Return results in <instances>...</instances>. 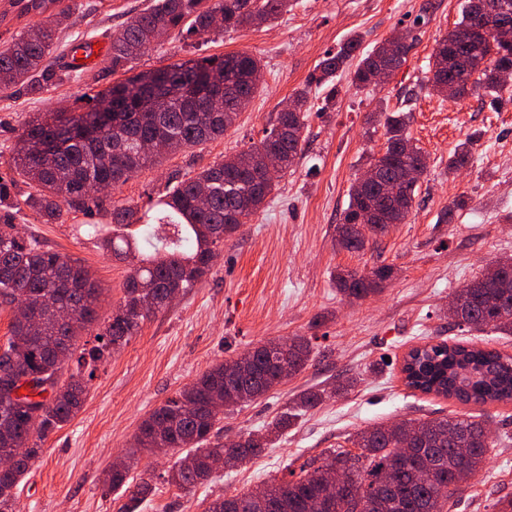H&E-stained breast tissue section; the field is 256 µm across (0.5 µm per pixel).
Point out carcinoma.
<instances>
[{
    "label": "carcinoma",
    "instance_id": "cac0c4a2",
    "mask_svg": "<svg viewBox=\"0 0 512 512\" xmlns=\"http://www.w3.org/2000/svg\"><path fill=\"white\" fill-rule=\"evenodd\" d=\"M291 0H154L112 37L110 63L117 71L171 33L185 40L204 39L222 29L273 23ZM480 9L465 0L455 28L437 42L429 71L432 90L456 95L468 90L498 100L506 85L494 71L512 69V0H486ZM60 4L59 14L76 8L65 0H10L22 16L41 15ZM490 24L498 33L490 41L469 43L467 32ZM58 40L55 21L28 24L9 44L0 47V96L17 85L40 90L69 80L60 76L48 58ZM390 38L362 55L352 82L375 83L376 74L398 69L407 51L392 50ZM359 40L351 39L328 52L308 76L305 88L293 97L294 108L279 112L276 124L259 144L182 180L157 203L152 221L137 224L130 206L112 204V223L124 232L104 239V249L117 257L139 251L145 242L153 251L140 259L124 284L120 314L109 318L95 335L96 345L80 344L98 321V282L81 262L43 247L32 237L0 232V306L12 311L10 336L0 345V454L12 466L0 468V512L14 509L16 489L38 457L37 441L62 428L84 403L88 379L112 350L136 335L145 320L167 306L171 291L195 287L208 274L224 239L247 223L277 189L264 176L263 159L291 169L302 150L307 127L308 88L326 89L325 101L336 99V77L355 57ZM261 62L247 50L222 56L189 59L118 82L87 98L84 112H43L28 122L21 146L13 156L19 175L36 190L29 204L44 223L56 221L62 205L79 210L94 197L97 187L124 183L143 168L161 162L160 152H141L139 144L160 138L166 154L201 145L221 136L233 125L226 109L211 111L215 97L228 104L231 93L238 112L257 90L255 75ZM371 121L383 123L386 146L371 166L379 180L371 186L353 183L336 245L348 251L364 249L369 237L383 234L391 224H403L412 212L417 181L400 184L399 198L384 195L383 183L396 182L414 167L423 174L424 154L406 133L407 113L374 112ZM471 140L449 157L448 168L459 170L471 161ZM14 205L10 189L0 183V223L10 224ZM138 228H133V225ZM393 274L380 266L367 274L342 270L336 286L360 301L382 291ZM458 322L472 330L491 326L512 335V258L497 260L483 275L453 296ZM78 355L77 371L60 379L64 363ZM310 341L297 336L259 344L235 358L213 364L191 385L156 407L141 421L134 447L152 454L162 448H185L167 470L168 484L189 490L212 475V462L224 455L238 463L271 447L293 415L250 431L230 444L219 438L217 425L224 408L257 400L278 386L279 369L287 365L295 375L307 365ZM413 365H403L407 385L423 393L460 403L512 402V355L476 345L429 343L412 350ZM325 391L308 390L293 400L298 412L317 407ZM360 453L330 450L313 459L292 479L271 482L258 492L218 497L205 512H307L321 501L318 512H444L460 490L458 478L477 474L496 447L486 424L470 416H455L380 424L360 431L353 439ZM333 481L342 495L326 497L324 485ZM107 491L130 492L124 512L151 496L146 479L128 482V471H109Z\"/></svg>",
    "mask_w": 512,
    "mask_h": 512
}]
</instances>
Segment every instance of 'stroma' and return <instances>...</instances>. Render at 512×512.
<instances>
[{
  "label": "stroma",
  "instance_id": "1",
  "mask_svg": "<svg viewBox=\"0 0 512 512\" xmlns=\"http://www.w3.org/2000/svg\"><path fill=\"white\" fill-rule=\"evenodd\" d=\"M76 2L77 10L60 26L51 63L64 73L65 56L81 41L101 53L80 78L40 93L18 86L0 99V180L11 185L15 232L81 260L94 274L103 323L119 306L133 267L132 261L112 258L87 232L89 225L111 224L113 202L147 211L169 180L194 176L258 143L325 54L350 37L360 39L364 54L398 32H410L411 39L405 62L384 84L356 87L346 71L336 79L335 101L326 102L325 89L310 90L307 139L277 192L225 239L202 282L145 320L98 364L75 418L40 441V456L17 489L18 512H121L128 494L102 491L106 471L120 458L128 461L130 482L148 478L155 487L135 512H204L211 500L281 479L323 451L354 452L350 438L357 431L464 414L485 421L498 445L462 485L451 512H498L497 500H512V402L464 405L408 387L402 373L407 352L427 343L474 344L512 355V336L491 328L472 331L448 317L457 289L512 256V103L494 109L471 94L443 98L427 82L430 56L460 20L464 0H293L274 25L229 29L193 48L173 35L141 55L131 70L116 72L103 58L112 35L152 0ZM240 50L262 60V78L224 136L142 170L112 189L102 205L63 208L54 223H44L29 206L32 188L10 161L36 113L79 109L80 96L107 89L132 71ZM382 110L409 113L406 132L422 148L427 171L407 222L370 239L364 250L349 252L337 247V228L355 177L384 149L383 126L366 122ZM473 134L478 140L469 167L449 169L455 147ZM458 198L465 207L453 223H441L442 212ZM382 265L391 266L393 275L380 293L353 302L337 289V271L367 273ZM294 336L311 340L305 369L265 397L225 410L222 439L261 429L303 391L341 376L356 377L357 384L299 418L274 447L213 473L189 492L163 478L176 451L132 448L142 419L210 366L267 340Z\"/></svg>",
  "mask_w": 512,
  "mask_h": 512
}]
</instances>
